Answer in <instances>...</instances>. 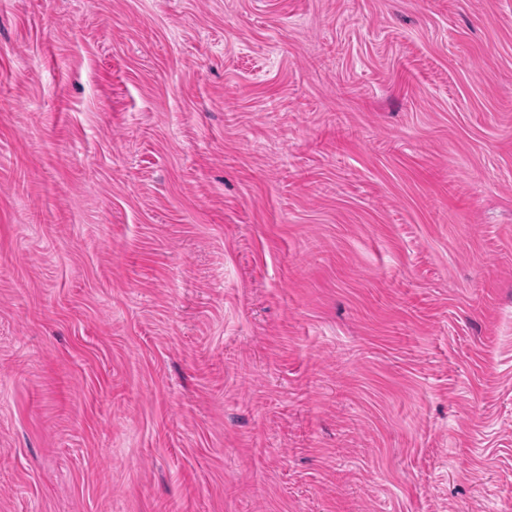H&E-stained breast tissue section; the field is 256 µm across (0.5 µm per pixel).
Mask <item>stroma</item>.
Segmentation results:
<instances>
[{"mask_svg":"<svg viewBox=\"0 0 512 512\" xmlns=\"http://www.w3.org/2000/svg\"><path fill=\"white\" fill-rule=\"evenodd\" d=\"M0 512H512V0H0Z\"/></svg>","mask_w":512,"mask_h":512,"instance_id":"obj_1","label":"stroma"}]
</instances>
